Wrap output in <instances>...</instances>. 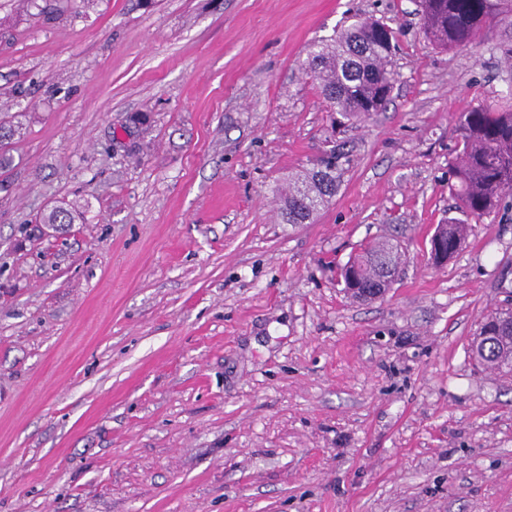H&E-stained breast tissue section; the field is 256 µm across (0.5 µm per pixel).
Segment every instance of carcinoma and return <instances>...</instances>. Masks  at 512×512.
<instances>
[{
	"label": "carcinoma",
	"instance_id": "cac0c4a2",
	"mask_svg": "<svg viewBox=\"0 0 512 512\" xmlns=\"http://www.w3.org/2000/svg\"><path fill=\"white\" fill-rule=\"evenodd\" d=\"M423 28L437 46L448 50L476 48L493 34L492 49L504 68L512 71V0H421ZM396 32L387 24L366 20L313 44L307 54L306 74L331 112L361 122L385 108L395 84L392 56ZM17 129L0 124V167L10 160L9 141ZM457 149L449 168L458 209L479 220L512 197V96L497 105H479L464 112L455 125ZM342 153L332 146L317 168L288 182L280 194L282 214L289 224H306L336 194L337 168ZM73 211L54 207L43 224H72ZM470 225L455 218L437 226L448 239V257L465 242ZM402 252L392 240L376 239L362 245L346 266L354 269L353 296L372 299L376 278L385 266L399 269ZM493 337L480 341L475 361L487 368L512 373V331L492 327Z\"/></svg>",
	"mask_w": 512,
	"mask_h": 512
}]
</instances>
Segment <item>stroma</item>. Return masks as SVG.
<instances>
[{
	"instance_id": "35a3bbf8",
	"label": "stroma",
	"mask_w": 512,
	"mask_h": 512,
	"mask_svg": "<svg viewBox=\"0 0 512 512\" xmlns=\"http://www.w3.org/2000/svg\"><path fill=\"white\" fill-rule=\"evenodd\" d=\"M368 17L392 100L340 125L307 47ZM511 94L416 0H0V512H512V375L470 354L512 304V204L429 254L460 113ZM335 142L334 198L285 223ZM382 236L398 281L344 294ZM402 261V252L397 243L392 242L391 239H376L368 241L362 245L360 252L352 259H350L342 268L341 277L343 281V288L350 291L345 276V270L350 266L354 269L356 275V281L353 288H357L352 292V296L362 299L375 298L376 292L373 288L376 285V278L384 277V264L393 267L395 270L399 269ZM387 278H383L380 288H376V291L380 289L381 292L377 296H381L383 289L385 288V281ZM347 291V292H348ZM367 293V294H365Z\"/></svg>"
}]
</instances>
